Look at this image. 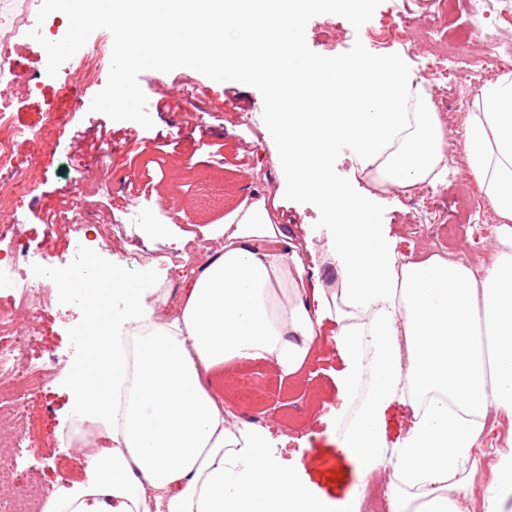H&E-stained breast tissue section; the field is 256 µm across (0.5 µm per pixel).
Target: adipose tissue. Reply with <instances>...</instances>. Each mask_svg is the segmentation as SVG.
Returning a JSON list of instances; mask_svg holds the SVG:
<instances>
[{
	"mask_svg": "<svg viewBox=\"0 0 512 512\" xmlns=\"http://www.w3.org/2000/svg\"><path fill=\"white\" fill-rule=\"evenodd\" d=\"M265 7L191 0L189 22L145 29L124 51L154 65L168 44L192 66L255 77V91L274 108L263 133L281 146L283 189L322 204L339 296L328 297L266 197L206 226L224 245L190 268L174 311L159 293L166 268L151 264L130 278L113 267L108 321L100 333L78 336L84 360L71 380L73 415L96 423L105 443L43 512H325L269 452L266 429L226 426L224 394L212 379L248 361L297 374L330 315V340L350 362L371 354V390L341 429L344 446L363 472L391 463L390 492L402 482L428 485L418 512H454L434 482L464 468L488 410L512 414V72L480 87L462 130L468 173L504 223L501 251L478 272L437 254L401 256L380 210L330 180L324 163L348 151L382 193L440 183L451 131L427 80L400 57L328 69L308 59L297 5L283 19L288 50L277 59L246 44L224 46L223 28L252 26ZM171 10L172 0L98 6L117 33ZM352 73L360 80L356 111L320 114L310 100L289 107V86H340ZM406 396L414 421L390 451L379 408Z\"/></svg>",
	"mask_w": 512,
	"mask_h": 512,
	"instance_id": "1",
	"label": "adipose tissue"
}]
</instances>
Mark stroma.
Segmentation results:
<instances>
[{"instance_id":"stroma-1","label":"stroma","mask_w":512,"mask_h":512,"mask_svg":"<svg viewBox=\"0 0 512 512\" xmlns=\"http://www.w3.org/2000/svg\"><path fill=\"white\" fill-rule=\"evenodd\" d=\"M369 15L366 25H354L347 0H312L304 13L303 54L314 61L333 64L357 58L399 56L411 73H419L433 55L453 54L458 65L482 67V52L454 41L456 28L469 25L465 10L443 21L442 32L428 34L423 21L436 14V0H364ZM67 24L51 25L44 39L19 43L13 56L10 85H0V96L11 100V121L22 129L12 145V163L25 179L22 194L14 198L15 216L31 247L47 252L58 276H66L74 238L68 226L47 231L48 216L75 205L88 214L107 215L111 230L128 249L142 248L135 225L126 223V209L137 203L152 223L166 224L174 213L166 202H185L195 226L218 224L242 199L279 193L277 143L264 138L261 127L272 107L255 92L248 76L218 78L210 70L190 68L176 61L140 68L136 83L142 97L134 109L107 107L112 96L113 65L104 62L94 80H85L73 53L61 55L55 66L44 63L43 50L51 43L66 44ZM192 82L196 98L195 128L172 125L169 113L158 111L161 97L180 99L183 82ZM146 141L178 142L177 153L165 167V179L152 193L141 192L147 177L145 165L152 150L131 159L124 141L127 133ZM211 136L224 143L223 158L198 150L199 139ZM250 178H242L243 170ZM278 213L298 251L314 247L315 269L328 286H335L336 271L325 261L327 229L318 200L294 193L280 194ZM382 221L401 242L399 253H435L472 265L491 262L496 250L472 252L469 239L450 240L418 223L402 194L385 195ZM84 311L52 298L36 314L14 313L11 336L32 339L35 357L54 354L61 367L44 388L26 392L25 420L20 436L32 453L17 455L9 492L23 499L28 485L47 489L83 476L81 460L62 453L60 440L68 435L74 419L69 411L70 382L82 356L75 338ZM346 366L334 345L321 347L295 377L279 380L260 362L229 366L224 377L229 386L226 401L241 416L269 427L271 444L282 464L309 494L323 502L328 512H345L367 477L358 471L350 455L339 446L336 422L350 411L342 395ZM495 440H479L476 471L455 473L448 494L458 512H485V498L497 487L499 452L512 441V415H493ZM338 480H331V473Z\"/></svg>"}]
</instances>
